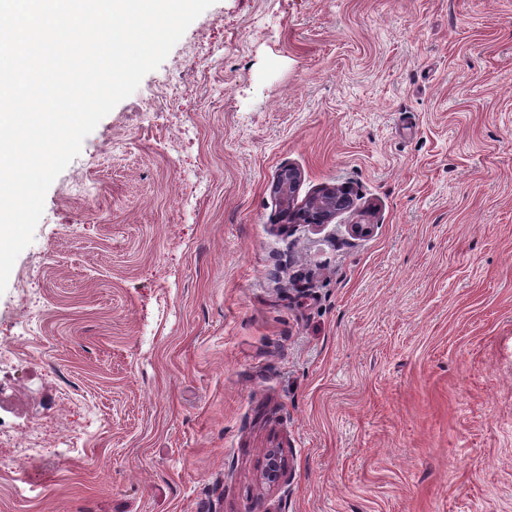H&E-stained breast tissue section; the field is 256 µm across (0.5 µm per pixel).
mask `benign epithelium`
I'll return each mask as SVG.
<instances>
[{
  "mask_svg": "<svg viewBox=\"0 0 512 512\" xmlns=\"http://www.w3.org/2000/svg\"><path fill=\"white\" fill-rule=\"evenodd\" d=\"M302 182L301 172L293 166H283L273 183V191L282 207L281 217L295 224H313L321 227L330 224L336 217L352 209L354 200L348 189L322 185L297 202V194ZM284 471V461L275 448L268 450L263 479L268 484L279 481Z\"/></svg>",
  "mask_w": 512,
  "mask_h": 512,
  "instance_id": "obj_1",
  "label": "benign epithelium"
}]
</instances>
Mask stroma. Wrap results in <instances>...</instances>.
Here are the masks:
<instances>
[{"label":"stroma","mask_w":512,"mask_h":512,"mask_svg":"<svg viewBox=\"0 0 512 512\" xmlns=\"http://www.w3.org/2000/svg\"><path fill=\"white\" fill-rule=\"evenodd\" d=\"M284 165L354 208L278 230ZM14 339L0 512H512V0H216L48 189Z\"/></svg>","instance_id":"obj_1"}]
</instances>
